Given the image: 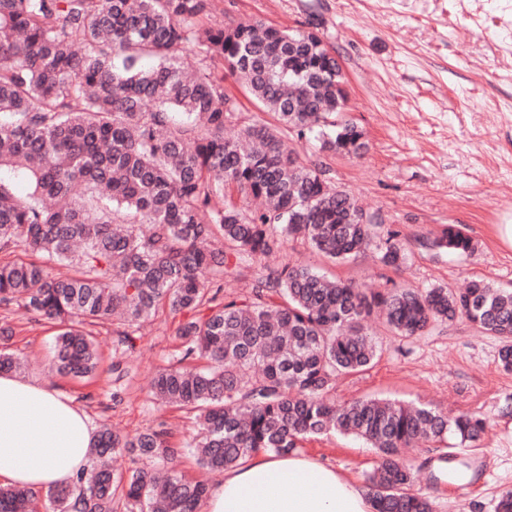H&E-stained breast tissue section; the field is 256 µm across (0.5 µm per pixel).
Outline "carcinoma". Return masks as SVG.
Instances as JSON below:
<instances>
[{
	"instance_id": "obj_1",
	"label": "carcinoma",
	"mask_w": 512,
	"mask_h": 512,
	"mask_svg": "<svg viewBox=\"0 0 512 512\" xmlns=\"http://www.w3.org/2000/svg\"><path fill=\"white\" fill-rule=\"evenodd\" d=\"M209 0H0V168L24 174L20 196L0 178V250L29 259L0 263V306L20 303L57 324L49 370L84 380L100 365L85 325L120 312L121 343L159 312L179 319L190 364L160 372L153 395L197 413L187 451L222 473L260 453H292L306 438L338 432L377 453L374 512H432L413 489L405 448L455 440L473 447L489 429L476 413L452 419L429 405L329 398L336 379L365 370L378 343L367 320L381 311L396 336H421L457 320L497 337L512 371V289L474 281L395 285L373 291L303 264L266 266L243 297L220 296L247 261L302 239L327 258L357 259L371 245L383 266L409 260L398 232L362 221L364 209L321 163L286 147L359 156L363 128L348 119L342 68L326 44L259 19L216 25ZM193 48L200 66L189 72ZM156 61L146 69L144 58ZM236 77L275 114L274 125L239 123L224 86ZM151 226L149 233L137 225ZM432 246L471 256L477 243L456 224ZM50 260L76 267L53 277ZM132 467L116 472L110 454ZM164 424L133 437L98 432L91 464L68 486L0 487V512H200L202 480L177 467Z\"/></svg>"
}]
</instances>
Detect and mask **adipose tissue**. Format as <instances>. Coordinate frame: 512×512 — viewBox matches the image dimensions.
<instances>
[{"mask_svg": "<svg viewBox=\"0 0 512 512\" xmlns=\"http://www.w3.org/2000/svg\"><path fill=\"white\" fill-rule=\"evenodd\" d=\"M96 439L88 416L58 390L0 375V479L46 489L86 466ZM204 512H372L363 490L297 455L260 453L227 472Z\"/></svg>", "mask_w": 512, "mask_h": 512, "instance_id": "obj_1", "label": "adipose tissue"}]
</instances>
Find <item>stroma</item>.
<instances>
[{
	"label": "stroma",
	"mask_w": 512,
	"mask_h": 512,
	"mask_svg": "<svg viewBox=\"0 0 512 512\" xmlns=\"http://www.w3.org/2000/svg\"><path fill=\"white\" fill-rule=\"evenodd\" d=\"M224 24L260 18L276 28L300 29L317 20L347 78V116L361 126L368 150L359 157L324 156L337 186L366 211L380 213L411 249L406 266L386 268L375 253L331 264L307 242H286L273 265L301 263L367 288L390 284L454 290L486 280L512 288V247L498 227L512 224V0H211ZM448 224L463 225L479 244L459 257L419 246ZM0 350L27 357L23 377L71 397L93 424L133 436L165 425L174 446L197 433L194 414L154 403L156 373L183 355L177 322L160 314L139 325L125 348L113 317L95 324L103 362L88 382L49 375L56 326L15 305L0 306ZM378 357L367 371L339 377L332 399L363 397L423 402L450 414L475 412L490 429L464 453L470 467L460 481L434 480L445 446L412 448L418 489L433 512H495L512 490V373L502 370L499 342L465 322L413 338L379 332ZM120 367L121 381L112 369ZM300 455L321 460L366 487L376 457L364 442L338 434L302 441Z\"/></svg>",
	"instance_id": "35a3bbf8"
}]
</instances>
